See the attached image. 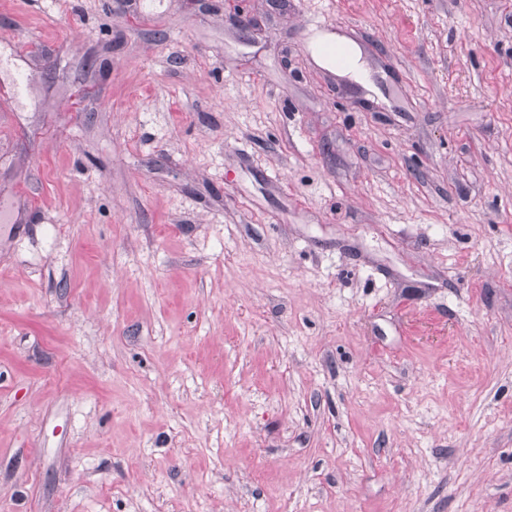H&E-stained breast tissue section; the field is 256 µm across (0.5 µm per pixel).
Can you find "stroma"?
<instances>
[{
    "label": "stroma",
    "mask_w": 512,
    "mask_h": 512,
    "mask_svg": "<svg viewBox=\"0 0 512 512\" xmlns=\"http://www.w3.org/2000/svg\"><path fill=\"white\" fill-rule=\"evenodd\" d=\"M0 512H512V0H0ZM336 48L339 50V52L336 54V57L329 55L326 58V61L328 63H333L336 61V64L346 69L347 72H350L357 77L361 76V64L359 61L360 56L357 49L350 44H344L340 42H336Z\"/></svg>",
    "instance_id": "1"
}]
</instances>
